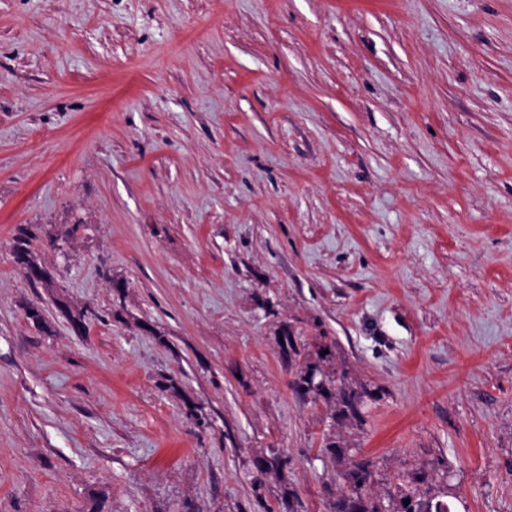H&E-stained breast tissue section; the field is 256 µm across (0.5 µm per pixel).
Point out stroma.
Wrapping results in <instances>:
<instances>
[{
    "mask_svg": "<svg viewBox=\"0 0 512 512\" xmlns=\"http://www.w3.org/2000/svg\"><path fill=\"white\" fill-rule=\"evenodd\" d=\"M329 434L512 512V0H0V512H328ZM324 340L316 350V357L309 358L307 343H298L295 336L289 333L284 337V341L280 343L283 354L288 359L293 356L296 361L298 357H302V364H295V377L291 381V387L297 395L312 393L314 401L322 399L326 403H333L334 413L331 418L335 422L338 419L350 418L362 423V409L367 399L373 398V392L364 386H354L347 381L344 373H338L332 351L335 341L326 343ZM323 350H329V353L322 354ZM250 464V473L253 474L252 491L262 509L261 512H293L295 494L290 490H284L282 496L278 499V507L275 510L269 505L263 495L265 479L274 472L280 470L287 462L282 458L276 448H270L269 453L254 457Z\"/></svg>",
    "mask_w": 512,
    "mask_h": 512,
    "instance_id": "35a3bbf8",
    "label": "stroma"
}]
</instances>
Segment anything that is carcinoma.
Returning <instances> with one entry per match:
<instances>
[{
  "label": "carcinoma",
  "mask_w": 512,
  "mask_h": 512,
  "mask_svg": "<svg viewBox=\"0 0 512 512\" xmlns=\"http://www.w3.org/2000/svg\"><path fill=\"white\" fill-rule=\"evenodd\" d=\"M333 347L334 343L324 342L318 346L316 357L311 358L308 344L297 342L291 335L284 337L283 354L288 358H302V364L296 366L291 387L298 395L310 394L315 401L322 399L333 404V420L350 418L361 423L364 421L362 409L367 400L373 398V392L364 386H354L345 374L337 371L331 353ZM322 452L333 460L348 461L340 475L343 490L329 500V512H451L448 501L444 500L448 490L440 484L448 471L443 461L407 464L389 476L392 490L378 495L372 492L377 474L373 460L359 455L358 449L330 438L325 439ZM285 464L286 459L276 448L251 460L252 491L262 512H294L292 491H283L276 508L269 505L263 495L265 479Z\"/></svg>",
  "instance_id": "obj_1"
}]
</instances>
